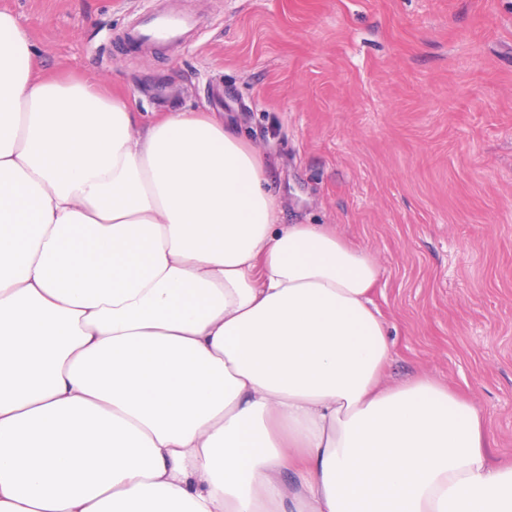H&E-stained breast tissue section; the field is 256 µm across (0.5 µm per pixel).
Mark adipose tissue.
Masks as SVG:
<instances>
[{
	"instance_id": "ef3b65f1",
	"label": "adipose tissue",
	"mask_w": 512,
	"mask_h": 512,
	"mask_svg": "<svg viewBox=\"0 0 512 512\" xmlns=\"http://www.w3.org/2000/svg\"><path fill=\"white\" fill-rule=\"evenodd\" d=\"M33 57L0 11V512H512L477 405L381 386L377 260L221 120Z\"/></svg>"
}]
</instances>
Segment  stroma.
Masks as SVG:
<instances>
[{
    "instance_id": "stroma-1",
    "label": "stroma",
    "mask_w": 512,
    "mask_h": 512,
    "mask_svg": "<svg viewBox=\"0 0 512 512\" xmlns=\"http://www.w3.org/2000/svg\"><path fill=\"white\" fill-rule=\"evenodd\" d=\"M44 75L144 120L214 114L260 150L284 224H326L384 268L387 384L484 411L512 464V0H0ZM188 19L136 44L147 17Z\"/></svg>"
}]
</instances>
